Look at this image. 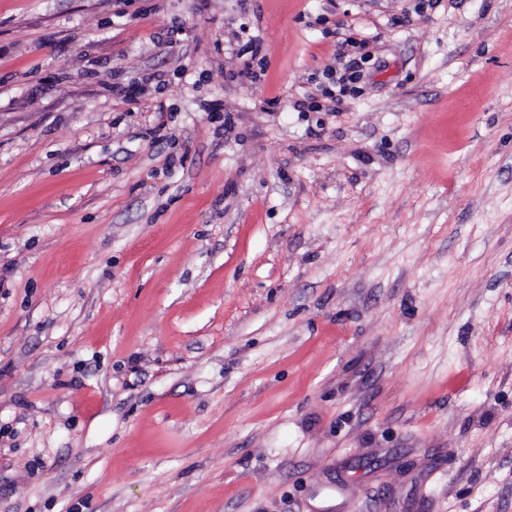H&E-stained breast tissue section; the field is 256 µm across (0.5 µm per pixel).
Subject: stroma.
<instances>
[{
	"instance_id": "stroma-1",
	"label": "stroma",
	"mask_w": 512,
	"mask_h": 512,
	"mask_svg": "<svg viewBox=\"0 0 512 512\" xmlns=\"http://www.w3.org/2000/svg\"><path fill=\"white\" fill-rule=\"evenodd\" d=\"M0 512H512V0H0Z\"/></svg>"
}]
</instances>
